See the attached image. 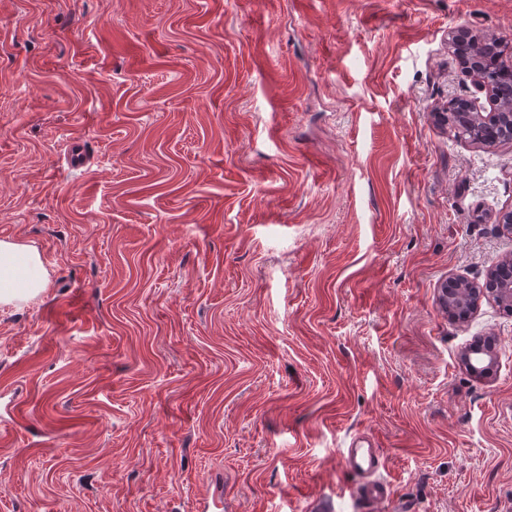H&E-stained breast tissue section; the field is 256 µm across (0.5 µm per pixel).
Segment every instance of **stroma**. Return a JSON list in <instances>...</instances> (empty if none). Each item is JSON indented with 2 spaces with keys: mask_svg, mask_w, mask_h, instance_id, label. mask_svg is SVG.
I'll list each match as a JSON object with an SVG mask.
<instances>
[{
  "mask_svg": "<svg viewBox=\"0 0 512 512\" xmlns=\"http://www.w3.org/2000/svg\"><path fill=\"white\" fill-rule=\"evenodd\" d=\"M512 0H0V512H512V145L432 114ZM86 163L71 167L68 143ZM48 285L38 251L12 241H0V303L25 304ZM485 288L489 289L499 301L512 304V254L509 258L499 260L490 267ZM343 455L346 468L359 480L350 492L351 495L363 498L374 507L392 500L389 483L376 477L384 468V461L372 443L368 440L353 441L345 448Z\"/></svg>",
  "mask_w": 512,
  "mask_h": 512,
  "instance_id": "obj_1",
  "label": "stroma"
}]
</instances>
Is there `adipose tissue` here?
I'll return each mask as SVG.
<instances>
[{
	"label": "adipose tissue",
	"instance_id": "ef3b65f1",
	"mask_svg": "<svg viewBox=\"0 0 512 512\" xmlns=\"http://www.w3.org/2000/svg\"><path fill=\"white\" fill-rule=\"evenodd\" d=\"M48 285L38 251L12 241H0V303L24 304Z\"/></svg>",
	"mask_w": 512,
	"mask_h": 512
}]
</instances>
